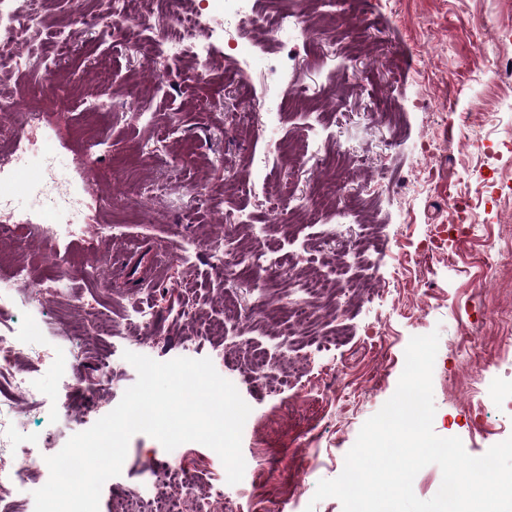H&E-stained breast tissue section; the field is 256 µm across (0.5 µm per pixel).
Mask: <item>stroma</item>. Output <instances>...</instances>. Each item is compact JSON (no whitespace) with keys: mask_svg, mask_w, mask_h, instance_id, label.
Returning a JSON list of instances; mask_svg holds the SVG:
<instances>
[{"mask_svg":"<svg viewBox=\"0 0 512 512\" xmlns=\"http://www.w3.org/2000/svg\"><path fill=\"white\" fill-rule=\"evenodd\" d=\"M287 2L291 11H317L325 20L312 35L323 60L291 58L289 92L323 96L332 72L340 104L281 113L280 133L320 140L344 157L339 168L277 157L256 167L264 143L253 131L267 116L253 104L273 81L264 62L283 51L275 35L243 37L240 50L253 64L231 71L224 0H204L207 82L188 81L184 61L163 52L158 30L131 21L124 33L105 32L97 20L100 0H42L34 41L61 36L72 51L0 75V111L11 112L18 97L58 107L62 171L91 169L102 192L122 199L109 210L88 202L81 233L64 243L29 228L0 238V253L18 264L37 268L55 255L54 270L67 280L64 293L43 309H12L15 326L40 329L41 346L26 353L21 367L36 378L41 396L13 399L26 422L20 441H37L40 457L58 453L118 405L137 380L124 352L159 362L207 358L253 415L242 432L246 467L238 484H228L209 447H179L184 467L214 492L219 512H279L292 491L314 512H342L336 498L314 501L318 482L340 475L362 425L394 394L410 338L434 331L440 334L435 433L460 438L473 456L512 437V398L490 388L494 380L512 381V83L499 78L495 58L497 51L512 52V0H335L323 9L314 0ZM137 40L154 43L155 53L133 56ZM134 74L149 85L135 101L127 94ZM97 138L103 148L87 151ZM148 180L166 181L168 189L142 210L136 195ZM276 193L301 202L309 219L289 223L271 200ZM452 194L467 202V231L446 232L439 254L429 240L447 224ZM370 209L388 247L360 261L346 243ZM238 211L265 226L282 269L325 272L332 260L349 264L354 287L319 319L324 333L346 325L342 346H296L255 322L225 320V304H250L259 293L269 312L284 316L291 308L265 265H252L243 281L234 256L221 268L201 255L181 257L185 239L205 246L234 236V225L219 218ZM329 224L336 227L333 242L314 251ZM129 244L147 259L165 253L166 266L150 280L112 271L110 253ZM142 302L153 310L143 331L129 323ZM91 309L126 325L129 341L91 331L67 335L66 326L84 322ZM219 320L223 335H199L202 325ZM464 323L473 339L461 350L456 340ZM73 344L84 386L71 389L63 408L55 394L69 367L57 354ZM229 347L261 348L271 364L288 356L300 367L287 382L261 388L246 357H226ZM104 361L110 375L103 382ZM169 457L157 440L135 434L120 475L101 491L99 512H113L131 492L178 494V481L160 488L153 478Z\"/></svg>","mask_w":512,"mask_h":512,"instance_id":"stroma-1","label":"stroma"}]
</instances>
